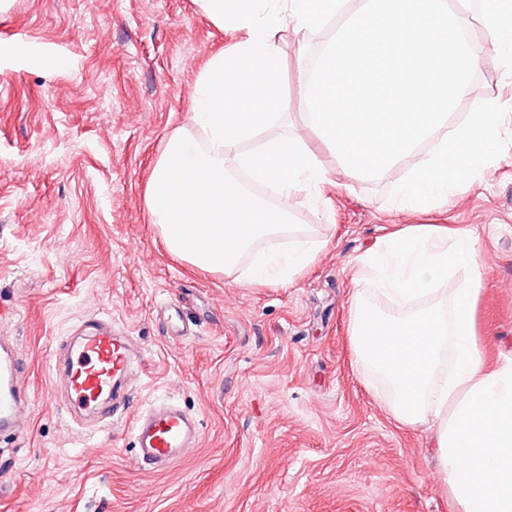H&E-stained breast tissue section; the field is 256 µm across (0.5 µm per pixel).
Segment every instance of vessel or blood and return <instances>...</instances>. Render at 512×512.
<instances>
[{"label":"vessel or blood","mask_w":512,"mask_h":512,"mask_svg":"<svg viewBox=\"0 0 512 512\" xmlns=\"http://www.w3.org/2000/svg\"><path fill=\"white\" fill-rule=\"evenodd\" d=\"M63 367L55 381L67 392L73 414L97 422L126 414L136 392L144 355L130 336L111 322L85 324L80 336L61 342ZM21 361L9 335L0 336V432L16 434L24 425L26 402ZM136 464L155 472L167 470L199 444L197 422L172 402L153 404L133 417Z\"/></svg>","instance_id":"1"}]
</instances>
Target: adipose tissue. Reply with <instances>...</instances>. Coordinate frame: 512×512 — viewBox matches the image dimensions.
Returning a JSON list of instances; mask_svg holds the SVG:
<instances>
[{"mask_svg": "<svg viewBox=\"0 0 512 512\" xmlns=\"http://www.w3.org/2000/svg\"><path fill=\"white\" fill-rule=\"evenodd\" d=\"M484 2L487 34L502 45L501 63L512 69V0ZM482 267L466 231L417 224L386 235L359 258L358 277L402 314L386 316L355 296L349 340L356 369L387 380L396 420L432 425L454 512H512V359L487 366L475 341ZM458 272L462 280L442 295ZM421 298L430 306L414 310ZM447 345L453 348L449 372L441 367Z\"/></svg>", "mask_w": 512, "mask_h": 512, "instance_id": "1", "label": "adipose tissue"}]
</instances>
